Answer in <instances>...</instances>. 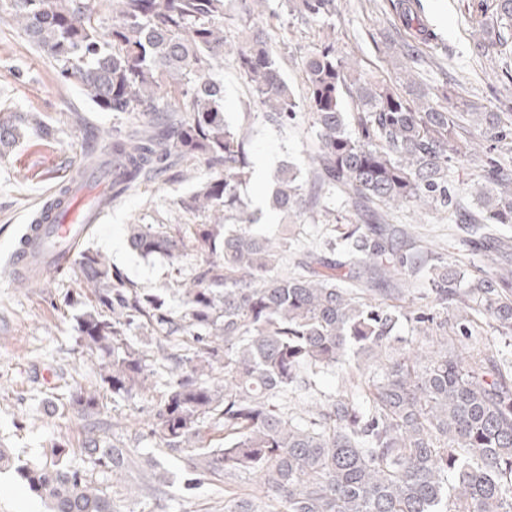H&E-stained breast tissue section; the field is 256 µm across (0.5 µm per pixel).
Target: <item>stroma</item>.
<instances>
[{
  "mask_svg": "<svg viewBox=\"0 0 512 512\" xmlns=\"http://www.w3.org/2000/svg\"><path fill=\"white\" fill-rule=\"evenodd\" d=\"M382 0H343L332 19L336 47L354 56L360 69L395 82L408 61L389 52L371 39L385 27L379 6ZM423 14L443 42L442 49H424L417 64L419 78L432 87L458 79L465 101L493 108L512 102V52L492 60L473 53L475 31L468 13V0H421ZM277 43L280 73L304 97L303 59L320 44L318 27L284 15L269 21ZM224 83L225 115L247 125L250 160L270 161L268 174L253 173L243 189L251 209L260 213L258 228L267 235L294 238L310 243L331 235L330 224H316L302 218L282 223L279 214L266 207L272 187V173L281 163L293 161L306 166L314 138L306 116L296 124L276 128L265 123L260 107L250 95L232 60H225L218 74ZM14 115H40L49 134L25 130L14 151L0 159V446L12 449L24 461H40L53 443L80 447L85 438L83 422L64 401L70 390L101 388L96 357L82 351L75 319L89 309L88 294L76 268L68 267L53 277L37 280L30 287L17 286L5 269L16 240L33 213L66 180L71 169H92L84 152L87 130L108 128L117 121L112 113L96 109L73 85L57 79L47 55L36 50L18 33L10 18H0V108ZM211 175L199 162L183 179L162 175L129 192L113 203L99 230L89 237L86 248L101 253L126 281L146 293H161L189 280L203 256L196 251L177 258L155 255L144 258L128 242L131 224H162L178 233L193 223L192 215L178 208L181 198ZM397 224L415 226L420 236L445 248L451 259L466 264L489 266L484 255L458 250L448 236V217L429 209L395 212ZM153 401L142 393L128 400L104 397L99 410L102 420L122 423L119 438L127 447H137L139 422ZM163 466L170 482L164 500L146 493L135 499L117 495L121 512H224V484L207 482L187 491L181 486L183 464L167 459ZM0 512H48L42 501L9 473L0 475Z\"/></svg>",
  "mask_w": 512,
  "mask_h": 512,
  "instance_id": "1",
  "label": "stroma"
}]
</instances>
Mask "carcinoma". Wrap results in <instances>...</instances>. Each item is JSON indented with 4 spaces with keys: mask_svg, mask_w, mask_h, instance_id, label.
Returning a JSON list of instances; mask_svg holds the SVG:
<instances>
[{
    "mask_svg": "<svg viewBox=\"0 0 512 512\" xmlns=\"http://www.w3.org/2000/svg\"><path fill=\"white\" fill-rule=\"evenodd\" d=\"M269 2L0 0V16L47 53L58 79L126 116L87 146L112 172V197L181 165L202 161L212 172L180 200L208 221L176 235L161 224L127 227L144 257L190 248L212 257L175 289L180 308L82 251L74 264L94 305L78 320L80 345L114 399L153 381L160 395L146 436L198 476L224 478L227 512H262L258 492L282 512H512V361L496 354L497 340L512 339V237L497 232L512 226V111H463L410 67L397 85L367 76L336 50L328 20L342 0H279L327 35L304 67L311 166H283L272 204L313 220L343 203L324 243L335 258L308 251L284 273L293 245L253 229L241 193L249 138L225 118L224 84L213 78L233 57L263 119L295 123V94L262 24L278 16ZM386 2L381 43L420 60L419 44L437 35L419 3ZM470 17L478 55L512 49V0H473ZM227 21L242 41L227 40ZM29 126L46 129L34 114L0 122V158ZM462 158L478 217L463 212L450 184ZM415 203L448 212L460 245L491 254L492 266L463 269L390 222L388 210ZM418 276L427 292L413 307L406 296ZM133 329L156 337L155 348L139 345ZM325 371L337 373L336 391L307 410ZM66 406L89 417L100 396L77 389ZM68 453L58 445L18 464L0 448V468L51 512H118L109 480H125L133 449L93 434L78 449L82 464L66 462ZM243 475L256 481L247 493L237 486Z\"/></svg>",
    "mask_w": 512,
    "mask_h": 512,
    "instance_id": "1",
    "label": "carcinoma"
}]
</instances>
